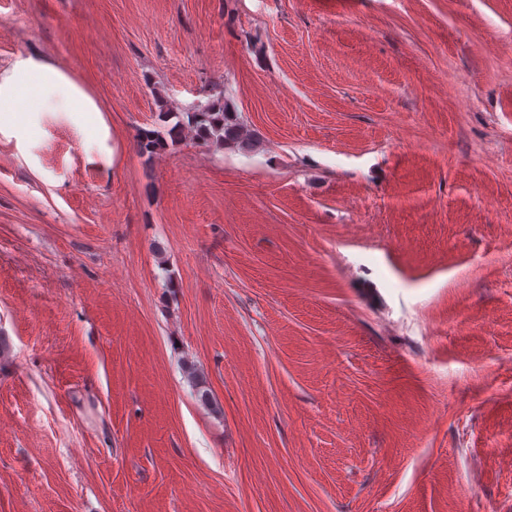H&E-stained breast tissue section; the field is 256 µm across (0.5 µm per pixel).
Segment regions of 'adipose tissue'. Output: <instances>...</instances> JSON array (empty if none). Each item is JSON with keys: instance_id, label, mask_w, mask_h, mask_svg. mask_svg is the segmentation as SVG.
Returning a JSON list of instances; mask_svg holds the SVG:
<instances>
[{"instance_id": "ef3b65f1", "label": "adipose tissue", "mask_w": 512, "mask_h": 512, "mask_svg": "<svg viewBox=\"0 0 512 512\" xmlns=\"http://www.w3.org/2000/svg\"><path fill=\"white\" fill-rule=\"evenodd\" d=\"M44 112L90 121L97 136L108 132L97 101L66 70L37 51L18 55L0 69V132L24 138Z\"/></svg>"}]
</instances>
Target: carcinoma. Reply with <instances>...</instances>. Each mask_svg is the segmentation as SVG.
<instances>
[{"mask_svg": "<svg viewBox=\"0 0 512 512\" xmlns=\"http://www.w3.org/2000/svg\"><path fill=\"white\" fill-rule=\"evenodd\" d=\"M163 125L155 130H143L138 135L137 145L143 154H153L166 139H178L185 127H191L197 136L219 146H231L247 151L254 147L252 137L236 122L231 106L219 101L186 112L160 111Z\"/></svg>", "mask_w": 512, "mask_h": 512, "instance_id": "carcinoma-1", "label": "carcinoma"}]
</instances>
